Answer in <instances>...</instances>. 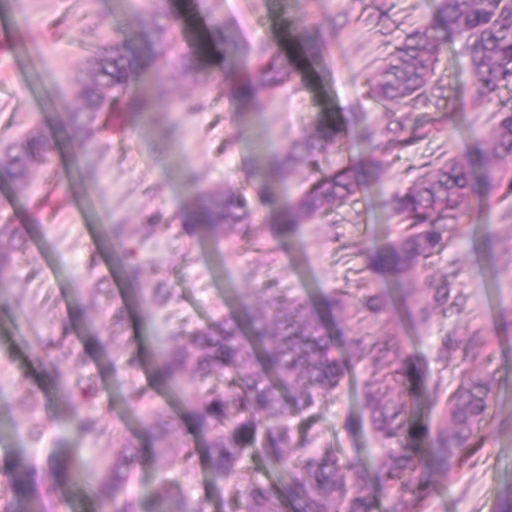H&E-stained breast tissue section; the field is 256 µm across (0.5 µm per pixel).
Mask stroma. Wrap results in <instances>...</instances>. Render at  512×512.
<instances>
[{
    "label": "stroma",
    "instance_id": "1",
    "mask_svg": "<svg viewBox=\"0 0 512 512\" xmlns=\"http://www.w3.org/2000/svg\"><path fill=\"white\" fill-rule=\"evenodd\" d=\"M141 0H0V128L16 132L33 114L44 113L42 132L58 149L47 171L34 174L25 192L0 179V223L19 228L27 239L8 273L10 287L0 295V407L23 421L20 400L38 392L52 436L64 441L67 403L30 349L34 337L47 335L50 322L72 307H90L92 318L76 322L73 337L83 356L80 372L93 378L95 408H109L114 434L144 438L145 417L131 415L121 402L123 374L112 372L111 351L92 340L113 305L126 309L127 338L149 337L153 349L139 382L153 383L164 337L183 321L205 323L223 317L241 303L255 301L263 283H274L319 304L335 289L381 295L385 312L371 330L403 336L412 365L437 374L433 357L439 337L468 340L481 334L488 342V369L496 401L480 452L461 474L447 477L432 469L430 512H495L500 492L512 484V195L486 200L474 193L467 202L471 227L450 231L448 246L417 282L455 268L456 289L465 315L416 322L402 302L394 276L382 266L368 268L370 255L389 241L393 220L385 205L404 190L421 167L439 157L464 159L496 121V106L473 107L476 80L462 54L461 40L445 36L434 76L447 89L439 104H382L371 97L369 80L407 31L431 19L437 0H208V13L193 0H169L182 20V39L206 44L209 74L172 86L170 98L155 105L146 120L115 108L104 130L81 158L92 170L82 176L72 165L74 145L58 126L72 108L77 89L66 82L79 71L89 47V32L99 22L130 28ZM220 19L242 42L264 43L293 59L297 71L288 86L259 112L240 106L224 76V49L208 41L212 19ZM323 27L328 46L308 54L305 30ZM332 112L344 130L343 152L328 150L324 164L348 163L363 149V131L373 128L377 154L386 166L381 179L362 175V186L344 207L303 224L290 247H281L266 210H259L261 240L248 244L228 239L214 244L191 236L183 213L196 186H234L255 192L257 169L306 132L318 113ZM447 114L429 137L401 153L393 133L405 115L431 119ZM112 224L127 227L125 239L109 238ZM134 249L143 264L139 280L127 279L122 259ZM95 270H88L89 259ZM175 295L171 307L152 299L156 281ZM363 368L351 370L343 396L328 394L297 428L314 426L323 445L344 457H358L375 470L380 453L369 421L354 430L341 426L357 412L356 386Z\"/></svg>",
    "mask_w": 512,
    "mask_h": 512
}]
</instances>
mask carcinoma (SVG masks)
Here are the masks:
<instances>
[{
  "label": "carcinoma",
  "instance_id": "carcinoma-1",
  "mask_svg": "<svg viewBox=\"0 0 512 512\" xmlns=\"http://www.w3.org/2000/svg\"><path fill=\"white\" fill-rule=\"evenodd\" d=\"M224 42V71L243 68L246 78L236 89L237 99L250 109L265 107L271 95L286 85L295 66L266 44H240L234 31L216 20ZM179 21L167 0H147L132 31L114 30L100 22L98 39L90 46L83 68L74 77L78 103L64 115L69 137L85 146L99 139L103 116L120 102L143 115L164 99L169 84L186 76L208 74L204 57L195 46L179 40ZM463 40L462 50L476 78L478 101L493 103L512 89V0H438L435 15L406 33L376 70L371 95L384 103L431 102L446 98L445 87L433 82L443 49V33ZM37 113L28 128L0 138V178L24 190L32 175L49 167L55 145L41 132ZM430 133L429 124H402L393 145L400 151ZM342 145L341 127L333 114H318L310 133L295 140L272 167L258 173L261 182L285 181L291 174L319 162L329 146ZM512 159V110L481 138L473 157L440 159L424 166L403 192L389 201L400 221L396 238L378 255L401 287L404 299L425 320L428 312L460 316L465 307L455 294L452 270L425 288L413 287L409 275L428 266L443 251L451 228L467 223L463 208L475 184H483L486 199L512 194V177L501 163ZM375 178L384 171L374 148L337 169H317L315 178L284 206L270 192L254 198L248 191L194 187L187 220L189 231L216 244L237 238H259L254 223L258 208L279 215L283 248L298 226L333 212L359 189L358 175ZM9 237L22 249L25 239L12 224H0V288L10 287L5 272L14 252L3 246ZM263 300L244 304L208 324L186 325L179 336L165 337L166 348L155 371V386H142L136 376L142 368L141 350L127 341L125 311L112 308L106 335L94 340L123 351L112 361L127 377L123 400L127 409L151 419L146 434L150 447L127 439L122 451L99 462L96 495L101 512H206L203 498L189 503L196 486L197 460L204 459L212 481L224 483V512H429L433 496L430 471L440 467L452 476L472 459L479 435L488 420L496 391L484 369V340L476 335L461 348L441 338L438 359L453 366V376L433 377L424 384L401 357L403 338L365 332L336 348L330 327L310 304L267 283L259 289ZM339 289L323 297V308L334 317L359 324L374 322L384 310L377 294L350 302ZM83 311L53 324L47 336H38L35 349L52 378L60 382L69 402L67 453L58 443L41 458L38 449L49 436L48 423L36 394L25 398L27 420L21 430L26 447L8 460L0 481V512H58L62 492L87 478L80 444L112 436L104 414L90 413L94 381L77 372L82 351L70 339V322ZM366 364L357 390L360 416L351 413L342 423L352 429L359 417H368L383 452L376 465L382 495L369 487L370 476L356 457L343 458L321 444L313 426L297 433L293 419L319 399L341 392L343 379L355 365ZM224 378L211 385L213 377ZM171 389L188 407L201 441L199 448H175L167 438L174 426L170 412L158 404V393ZM261 458L266 470L282 475L273 482L258 475L242 483L252 461ZM175 462L176 477H164L150 505L132 491L138 470L151 463L164 470Z\"/></svg>",
  "mask_w": 512,
  "mask_h": 512
}]
</instances>
